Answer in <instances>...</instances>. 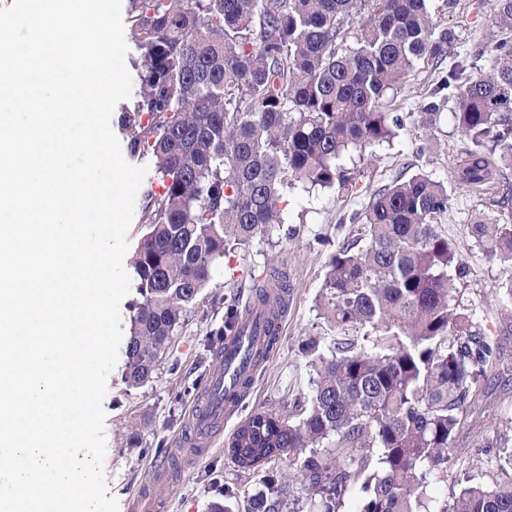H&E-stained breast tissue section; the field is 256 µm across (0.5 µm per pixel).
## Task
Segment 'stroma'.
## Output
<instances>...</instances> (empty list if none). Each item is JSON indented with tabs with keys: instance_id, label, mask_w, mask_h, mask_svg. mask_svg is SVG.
Masks as SVG:
<instances>
[{
	"instance_id": "stroma-1",
	"label": "stroma",
	"mask_w": 512,
	"mask_h": 512,
	"mask_svg": "<svg viewBox=\"0 0 512 512\" xmlns=\"http://www.w3.org/2000/svg\"><path fill=\"white\" fill-rule=\"evenodd\" d=\"M431 12L442 26L455 29L461 54L471 45H490L504 36L491 24L490 0H456L452 8L446 0H432ZM438 78L433 68L420 65L390 91L391 110L403 128L393 143L376 149L373 160L358 163L354 190L297 187L288 197L285 224L237 250L231 259L216 262L208 287L187 313L150 382L127 387L125 364L117 362L103 407L104 475L118 512H130V499L143 487L153 488L163 499L165 512H208L214 502L230 512H248L253 498L273 496L283 480L285 461L245 471L224 446L201 457L182 448L189 430L187 412L216 361L227 310L242 308L254 297L252 276L263 266L274 264L287 271L288 311L277 350L252 383L239 415L225 425L226 439L251 413L309 400L316 372L302 346L313 340L323 352L340 336L322 315L318 299L331 249L349 237L352 215L363 212L374 190L396 178L421 172L449 180L453 159L464 145L450 112H443L435 131L418 123L420 107ZM480 216L492 222L499 214L484 197L456 186L440 229L457 246L466 266L464 277L456 282L463 301L501 354L499 377L486 381L483 402L458 431L450 472L490 485L499 474L500 459L512 453V296L504 290L512 282V266L489 258L476 244L470 225ZM160 465L169 471L163 483L155 478Z\"/></svg>"
}]
</instances>
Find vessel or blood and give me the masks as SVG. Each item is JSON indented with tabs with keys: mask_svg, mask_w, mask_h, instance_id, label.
Returning a JSON list of instances; mask_svg holds the SVG:
<instances>
[{
	"mask_svg": "<svg viewBox=\"0 0 512 512\" xmlns=\"http://www.w3.org/2000/svg\"><path fill=\"white\" fill-rule=\"evenodd\" d=\"M280 297V290L272 289L268 305L249 302L235 326L227 330L207 385L191 408V445L211 447L225 422L240 411L262 358L269 356L279 341L285 316Z\"/></svg>",
	"mask_w": 512,
	"mask_h": 512,
	"instance_id": "vessel-or-blood-1",
	"label": "vessel or blood"
}]
</instances>
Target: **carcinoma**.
<instances>
[{"label": "carcinoma", "mask_w": 512, "mask_h": 512, "mask_svg": "<svg viewBox=\"0 0 512 512\" xmlns=\"http://www.w3.org/2000/svg\"><path fill=\"white\" fill-rule=\"evenodd\" d=\"M429 0H128L137 88L119 117L131 159L153 157L157 180L140 201L131 266L125 382L139 387L165 359L214 262L285 223L297 185L351 190L363 159L391 142L399 117L387 94L420 61L457 44ZM512 31V0H491ZM456 61L419 112L423 128L445 101L467 147L454 182L480 193L512 167V39ZM448 187L418 173L374 191L351 220L361 233L331 254L320 311L345 333L319 357L309 403L248 416L227 443L242 469L288 460L321 512H512V455L492 487L448 482L459 427L485 393L499 357L461 306L456 246L439 230ZM475 240L512 263V226L478 219Z\"/></svg>", "instance_id": "obj_1"}]
</instances>
